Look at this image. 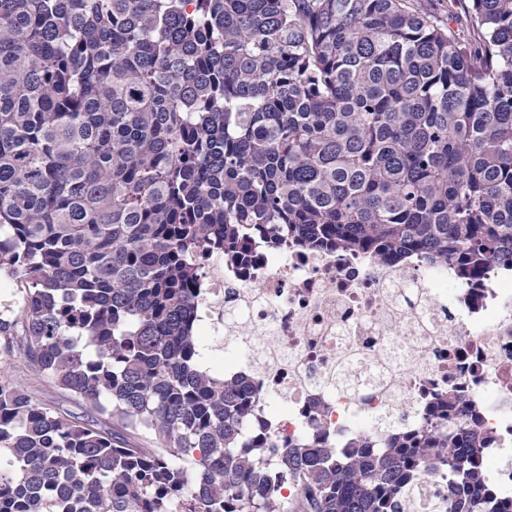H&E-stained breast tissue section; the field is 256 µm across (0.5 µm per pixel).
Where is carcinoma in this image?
<instances>
[{"label": "carcinoma", "mask_w": 512, "mask_h": 512, "mask_svg": "<svg viewBox=\"0 0 512 512\" xmlns=\"http://www.w3.org/2000/svg\"><path fill=\"white\" fill-rule=\"evenodd\" d=\"M455 2L0 0V356L74 403L0 371V512H512L474 424L275 452L196 336L256 237L512 265V0ZM2 361V362H1ZM0 359L8 380L17 388L28 393L33 401L42 406H70L71 398L68 392L49 382L41 373L20 354L11 359Z\"/></svg>", "instance_id": "cac0c4a2"}]
</instances>
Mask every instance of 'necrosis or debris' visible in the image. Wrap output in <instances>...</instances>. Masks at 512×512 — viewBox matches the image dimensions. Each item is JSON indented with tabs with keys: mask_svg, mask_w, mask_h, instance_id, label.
I'll list each match as a JSON object with an SVG mask.
<instances>
[{
	"mask_svg": "<svg viewBox=\"0 0 512 512\" xmlns=\"http://www.w3.org/2000/svg\"><path fill=\"white\" fill-rule=\"evenodd\" d=\"M249 268L203 262L198 333L224 342L213 374L248 377L277 442L333 430L337 445L365 435L382 447L424 426L429 396L462 387L495 447L484 464L512 493V271L475 277L414 255L402 264L364 253L254 242Z\"/></svg>",
	"mask_w": 512,
	"mask_h": 512,
	"instance_id": "4bbe7bcc",
	"label": "necrosis or debris"
}]
</instances>
